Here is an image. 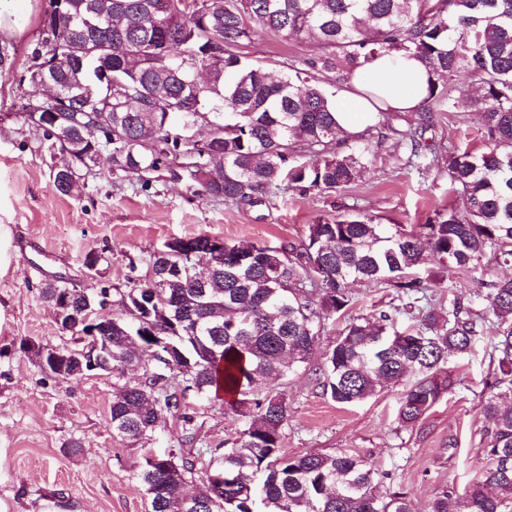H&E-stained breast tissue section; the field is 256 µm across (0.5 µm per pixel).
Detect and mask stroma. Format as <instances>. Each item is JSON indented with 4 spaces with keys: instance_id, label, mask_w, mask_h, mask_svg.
Segmentation results:
<instances>
[{
    "instance_id": "35a3bbf8",
    "label": "stroma",
    "mask_w": 512,
    "mask_h": 512,
    "mask_svg": "<svg viewBox=\"0 0 512 512\" xmlns=\"http://www.w3.org/2000/svg\"><path fill=\"white\" fill-rule=\"evenodd\" d=\"M47 7L48 0H38L25 38L0 37V225L11 229L14 247L7 272L0 273V498L10 512H152L136 478L140 449L113 440L108 424L116 378L104 372L70 380L48 376L23 346L28 339L45 348L74 345L41 296L44 284L57 279L94 288L103 282L117 301L130 279L147 278L150 256L175 239L209 236L277 247L304 239L318 218L347 211L408 229L442 209H463L464 199L449 194L446 169L419 174L405 167L394 136L373 139L371 175L341 192L284 189L272 201L239 206L192 196L185 184L162 176L142 189L135 178L113 173L104 158L81 170L77 190L60 194L48 144L23 114L30 93L23 75ZM310 52V46L265 31L244 50L248 60L274 71L299 64ZM434 115L428 143L442 151L452 143L481 148L478 114L438 106ZM92 252L101 257L93 271L85 265ZM503 273L491 265L456 274L455 292L488 308L487 284ZM352 296L346 318L327 322L320 354L331 348L346 319L368 316L393 298L361 284L353 285ZM320 354L271 384L290 406L283 456L352 451L370 458L379 466L380 492L403 488L412 512H427L441 491L464 493L486 463L481 407L494 380L491 346L482 343L471 356L449 358L458 380L454 393L412 428L395 419L401 387L382 388L355 406L324 396L315 381ZM242 428L241 417L222 402L193 397L186 415L165 416L140 448L204 455L233 447ZM74 440L81 443L76 455L67 451Z\"/></svg>"
}]
</instances>
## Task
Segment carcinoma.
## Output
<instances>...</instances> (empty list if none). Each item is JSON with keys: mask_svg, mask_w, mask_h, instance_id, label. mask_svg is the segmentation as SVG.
Returning a JSON list of instances; mask_svg holds the SVG:
<instances>
[{"mask_svg": "<svg viewBox=\"0 0 512 512\" xmlns=\"http://www.w3.org/2000/svg\"><path fill=\"white\" fill-rule=\"evenodd\" d=\"M311 42L303 68L274 76L252 64L241 48L257 30ZM406 52L429 69L423 101L481 114L485 148L448 145V191L466 199L427 224L390 232L363 213L319 218L300 244L270 248L224 244L199 236L154 252L150 264L170 266L149 285L130 281L124 305L138 319L122 332L145 343L159 336L180 354L179 380L159 383L154 370L126 376V349L112 343V375L122 401L110 421L112 437L137 442L155 433L158 415L182 411L189 395L224 392L244 418L239 446L210 450L202 487L193 501L169 480L175 462L185 476L196 457L169 451L155 461L140 456L137 478L152 512H410L404 491L381 494L375 462L348 451L281 455L289 405L258 381L285 378L317 352L325 322L343 316L353 297L348 285L390 288L414 297L417 313L397 327L400 309L348 321L318 367L324 395L342 406L367 401L383 384H404L396 419L414 426L456 381L445 365L486 340L496 356L495 382L482 405L490 423L487 463L449 507L441 492L429 512H512V277L490 282L492 308L482 313L454 295L442 317L429 291L440 283L418 276L431 252L448 276L482 263L512 265V0H49L30 57L46 74L26 68L34 88L25 119H39L49 148L59 151L53 171L58 192L77 188L74 175L98 153L112 169L149 188L164 172L192 195L254 204L284 187L340 192L366 179L370 140L349 141L336 120L321 78L344 86L354 70L384 53ZM465 73L479 89L454 85ZM307 78H302L301 74ZM193 99L216 125L206 143L168 135L170 121L195 113L167 112ZM379 125L399 137L404 165L420 173L439 164L424 138L429 111L409 129L379 112Z\"/></svg>", "mask_w": 512, "mask_h": 512, "instance_id": "1", "label": "carcinoma"}]
</instances>
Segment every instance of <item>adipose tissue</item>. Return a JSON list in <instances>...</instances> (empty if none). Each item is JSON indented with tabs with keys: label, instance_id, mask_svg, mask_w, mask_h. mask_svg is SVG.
<instances>
[{
	"label": "adipose tissue",
	"instance_id": "ef3b65f1",
	"mask_svg": "<svg viewBox=\"0 0 512 512\" xmlns=\"http://www.w3.org/2000/svg\"><path fill=\"white\" fill-rule=\"evenodd\" d=\"M425 64L409 53L376 57L356 70L334 103L336 118L347 131H357L374 122L380 107L409 111L418 108L427 88Z\"/></svg>",
	"mask_w": 512,
	"mask_h": 512
}]
</instances>
